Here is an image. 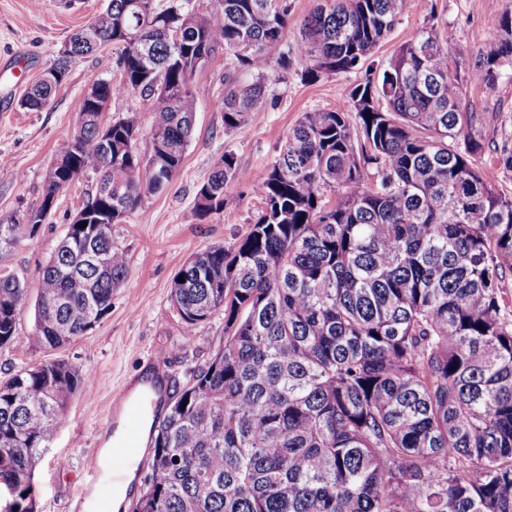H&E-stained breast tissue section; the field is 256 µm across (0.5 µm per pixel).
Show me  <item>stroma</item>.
<instances>
[{"instance_id": "obj_1", "label": "stroma", "mask_w": 512, "mask_h": 512, "mask_svg": "<svg viewBox=\"0 0 512 512\" xmlns=\"http://www.w3.org/2000/svg\"><path fill=\"white\" fill-rule=\"evenodd\" d=\"M105 0H0V101L7 111L0 117V219L37 207L46 175L55 156L68 144L78 126L76 104L92 78L112 79L116 54L104 47L72 64L63 85L49 104L38 111L18 105L29 88L56 59L69 37L81 29ZM505 0H411L407 13L381 44L377 56L390 57L414 40L427 19L445 25L448 55L468 66L476 48L496 24ZM364 72L324 74L310 79L302 63L270 74L267 100L252 121L241 128L224 127V59L216 57L193 76L198 92L192 135L180 171L169 185L144 196L140 207L113 225L112 237L126 249L128 274L112 295L111 311L83 336L60 349H39L29 341L35 332V303L39 273L54 254L66 224L77 208L96 191L97 178L87 174L61 192L33 239L22 241L11 266L25 282L27 300L18 314L14 340L0 347V380L23 366L56 359L89 371L90 385L71 398L65 420L57 426L33 469L37 512H79L78 493L94 486L85 467L87 456L103 455L112 426L120 424L112 410V394L122 386L151 374V357L165 351L163 373L168 391L186 382L191 370L203 366L224 341V317L215 315L186 339L170 292L173 278L193 253L209 246L233 248L247 233L262 207V193L250 181L228 185L223 211L199 217L197 193L224 154H233L241 170H262L276 147L301 115L341 105ZM466 103L482 117L483 151L476 166L495 189L512 196V171L503 169L496 150L512 141V79L503 78L495 100H487L476 84L466 87ZM136 112L139 147L150 149L154 114L150 100L133 93L111 100L110 117Z\"/></svg>"}]
</instances>
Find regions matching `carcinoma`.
<instances>
[{"label":"carcinoma","mask_w":512,"mask_h":512,"mask_svg":"<svg viewBox=\"0 0 512 512\" xmlns=\"http://www.w3.org/2000/svg\"><path fill=\"white\" fill-rule=\"evenodd\" d=\"M107 0L21 99L40 110L78 59L118 50L99 109L79 99L66 146L73 179L112 186V219L179 172L198 94L192 78L224 50V127L246 125L266 80L290 55L272 50L288 0ZM293 56L306 73L365 69L343 106L306 112L256 183L264 207L231 250L192 255L173 281L186 340L224 313V343L146 428L144 494L131 512H512V197L473 158L483 149L444 26L390 58H372L408 0H314ZM181 32L180 43L168 30ZM512 76V0L475 51L467 80L493 98ZM153 99L149 154L135 114L107 103ZM112 148V170L103 156ZM242 178L224 154L197 194L224 210ZM46 212L0 221V345L17 333L27 288L6 264ZM32 223H26V219ZM112 225L69 224L42 267L30 342L58 349L112 308L127 276ZM91 375L64 360L0 382V484L11 512H36L32 468Z\"/></svg>","instance_id":"cac0c4a2"}]
</instances>
